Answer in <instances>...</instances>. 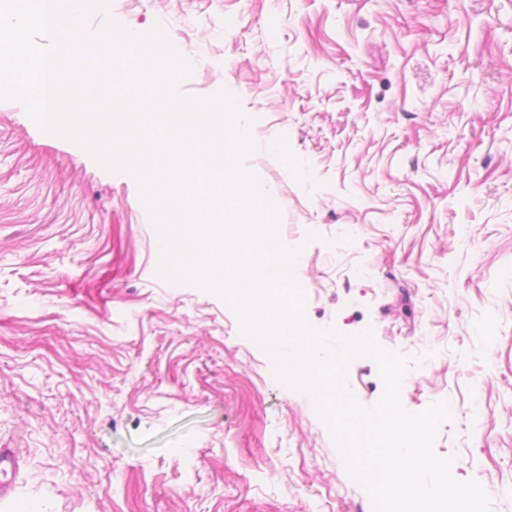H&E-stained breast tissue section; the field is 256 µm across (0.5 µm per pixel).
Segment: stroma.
Wrapping results in <instances>:
<instances>
[{"mask_svg":"<svg viewBox=\"0 0 512 512\" xmlns=\"http://www.w3.org/2000/svg\"><path fill=\"white\" fill-rule=\"evenodd\" d=\"M164 27L249 119L318 328L426 354L405 409L447 401L452 477L512 512V0H110ZM134 176L0 99V512H373L304 392L217 294L158 274ZM365 406L376 362L354 359ZM18 448H0V497L9 492L19 470Z\"/></svg>","mask_w":512,"mask_h":512,"instance_id":"obj_1","label":"stroma"}]
</instances>
